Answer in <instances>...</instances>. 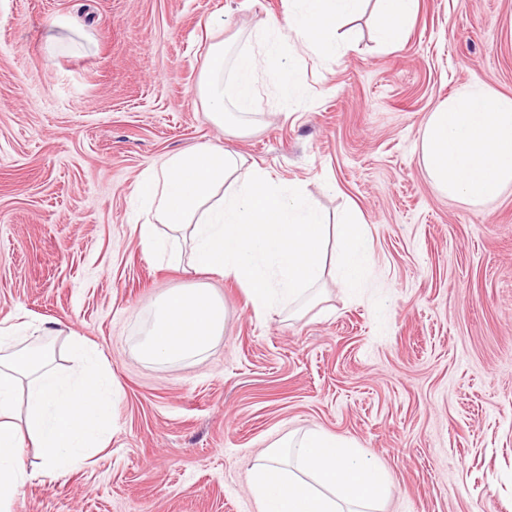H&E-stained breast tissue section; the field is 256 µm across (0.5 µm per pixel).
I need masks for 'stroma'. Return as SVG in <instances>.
<instances>
[{
    "label": "stroma",
    "instance_id": "1",
    "mask_svg": "<svg viewBox=\"0 0 512 512\" xmlns=\"http://www.w3.org/2000/svg\"><path fill=\"white\" fill-rule=\"evenodd\" d=\"M289 0H0V322L47 323L102 350L112 438L91 464L33 480L12 512H260L268 446L320 429L387 472L380 512H512V185L481 205L439 192L420 159L430 112L481 86L512 97V0H417L404 39H375L373 0L330 61L292 54L307 103L264 82L248 130L215 128L194 95L209 44H254ZM213 17L223 26H210ZM82 31L43 48L55 19ZM214 143L340 223L373 263L352 294L325 278L302 314L255 315L243 288L146 253L141 174ZM226 326L171 364L140 344L156 300L195 283Z\"/></svg>",
    "mask_w": 512,
    "mask_h": 512
}]
</instances>
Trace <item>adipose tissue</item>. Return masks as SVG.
<instances>
[{
    "label": "adipose tissue",
    "instance_id": "adipose-tissue-1",
    "mask_svg": "<svg viewBox=\"0 0 512 512\" xmlns=\"http://www.w3.org/2000/svg\"><path fill=\"white\" fill-rule=\"evenodd\" d=\"M416 0H376L377 40L402 41ZM421 161L434 186L482 204L512 184V97L473 87L431 112ZM133 226L143 249L190 271L219 274L244 288L255 314L300 307L325 275L361 288L373 260L366 227L348 217L330 227L296 185L284 184L224 147L203 144L168 155L136 188ZM171 235L162 238L160 227ZM336 260L326 263L328 235ZM224 304L207 285L166 293L157 303L143 355L175 363L203 354L224 333ZM44 323L0 326V512L29 475L21 453L37 449L45 476L83 465L111 439L112 375L97 347L71 335L83 367L59 373L34 341ZM387 474L350 444L318 429L273 442L255 465L251 489L262 512H378Z\"/></svg>",
    "mask_w": 512,
    "mask_h": 512
}]
</instances>
